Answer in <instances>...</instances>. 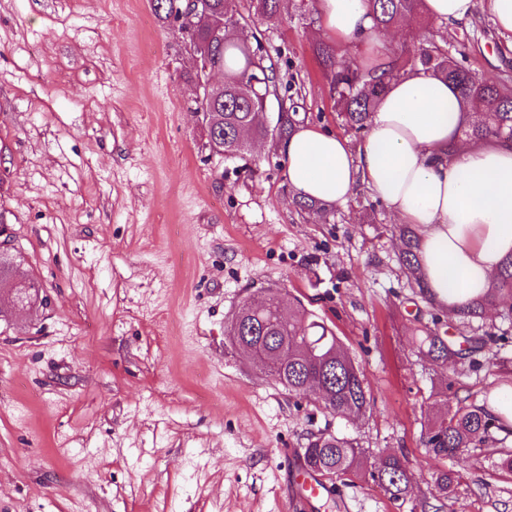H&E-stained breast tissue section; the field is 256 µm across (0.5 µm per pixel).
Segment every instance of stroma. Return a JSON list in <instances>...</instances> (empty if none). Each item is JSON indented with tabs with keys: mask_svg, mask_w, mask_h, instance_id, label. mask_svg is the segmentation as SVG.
I'll return each instance as SVG.
<instances>
[{
	"mask_svg": "<svg viewBox=\"0 0 512 512\" xmlns=\"http://www.w3.org/2000/svg\"><path fill=\"white\" fill-rule=\"evenodd\" d=\"M319 25L316 0L254 22L299 122L355 149ZM413 28L421 43L469 39L470 69L512 77L486 11L449 33ZM195 72L180 22L151 0H0V234L45 299L29 314L0 294V512H285L283 451L320 433L414 475L400 499L335 480L321 512H512L500 444L445 462L423 444L430 420L512 382V317L489 311L486 345L465 358H420L427 333L465 329L412 287L386 206L363 185L327 215L299 210L272 135L214 153ZM266 288L336 334L372 398L365 415H326L229 342L228 320ZM442 467L456 474L447 503Z\"/></svg>",
	"mask_w": 512,
	"mask_h": 512,
	"instance_id": "obj_1",
	"label": "stroma"
}]
</instances>
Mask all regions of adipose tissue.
Instances as JSON below:
<instances>
[{
  "mask_svg": "<svg viewBox=\"0 0 512 512\" xmlns=\"http://www.w3.org/2000/svg\"><path fill=\"white\" fill-rule=\"evenodd\" d=\"M497 32L512 37V0H424V12L453 27L479 4ZM321 32L338 45L359 43L371 66L387 61L383 37L362 0H318ZM475 111L445 81L413 70L387 78L357 151L315 127L280 143L294 197L343 204L367 185L398 223L420 232L428 287L448 309L485 292L512 256V144L461 134Z\"/></svg>",
  "mask_w": 512,
  "mask_h": 512,
  "instance_id": "ef3b65f1",
  "label": "adipose tissue"
}]
</instances>
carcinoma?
Listing matches in <instances>:
<instances>
[{
    "instance_id": "obj_1",
    "label": "carcinoma",
    "mask_w": 512,
    "mask_h": 512,
    "mask_svg": "<svg viewBox=\"0 0 512 512\" xmlns=\"http://www.w3.org/2000/svg\"><path fill=\"white\" fill-rule=\"evenodd\" d=\"M210 9L224 18V33L214 36L207 24L190 32L194 48L204 47L208 62L232 74L224 92L202 106L208 143L213 151L226 156L244 153L247 142L239 131L248 130L258 138L268 135L267 126L256 120L269 99L279 98L282 80L274 65L265 64L261 44L251 25L237 9L238 0H209ZM282 0H251L255 12L268 22L276 21ZM377 30L399 27L407 20H424L422 0H364ZM156 15L175 19L185 0H152ZM468 45L460 42L454 54L431 44L413 45L388 55L382 74L363 67L355 60H339L336 48L322 43L317 48L329 84L330 97L342 125L361 132L368 127L370 115L385 92V78L420 68L455 87L460 96L482 109V120L463 127V135L474 141L497 138L512 140V88L506 81L478 77L463 65ZM297 105L279 107L274 129L280 137L289 135L297 124ZM403 242L401 262L407 277L419 288L423 298L436 304L425 282L418 256L419 239L410 225L398 227ZM0 288L13 295L25 310L43 302L39 284L19 271L9 249L0 250ZM512 299V257L506 258L486 291L457 307L456 316L470 323L484 317L486 311ZM226 335L238 345L245 340L260 345L265 357L258 366L290 393H304L317 386L319 407L329 415L354 419L370 407L359 367L341 349L335 334L313 319L301 300L279 289L267 288L259 300H246L232 318ZM423 354L438 364L463 357V349L437 332L424 336L419 344ZM501 432L512 435L485 405L460 400L453 415L432 420L423 436L424 446L440 459L456 455L463 448H476ZM308 469L333 481L352 475H364L394 499L407 495L413 473L397 455H388L378 466L367 468L364 450L356 442L330 433L307 438L301 453Z\"/></svg>"
}]
</instances>
